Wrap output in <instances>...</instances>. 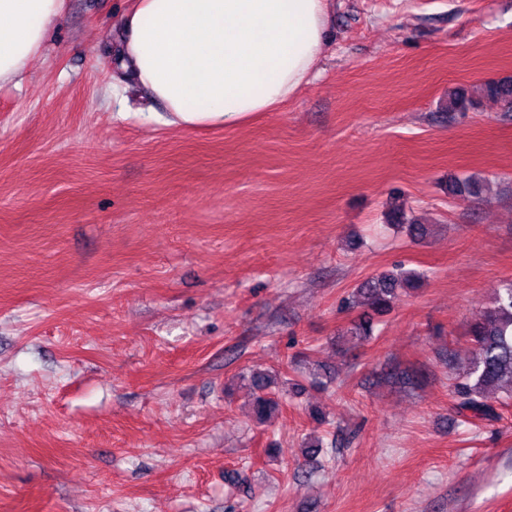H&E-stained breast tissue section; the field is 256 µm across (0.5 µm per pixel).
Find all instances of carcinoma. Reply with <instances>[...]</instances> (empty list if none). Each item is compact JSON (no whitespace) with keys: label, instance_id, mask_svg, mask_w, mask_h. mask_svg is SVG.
Wrapping results in <instances>:
<instances>
[{"label":"carcinoma","instance_id":"carcinoma-1","mask_svg":"<svg viewBox=\"0 0 512 512\" xmlns=\"http://www.w3.org/2000/svg\"><path fill=\"white\" fill-rule=\"evenodd\" d=\"M483 93L500 103L504 111L512 112V78H501L484 84ZM472 100L461 89L448 91L446 111L463 112ZM483 182L473 177L448 182V192L479 196ZM390 217L397 224H407L411 235L424 234V226L405 222L401 205H394ZM423 274L414 270L399 269L384 273L376 279L352 291L346 299L348 305L365 307L369 313L352 324L346 335L365 339L373 334L371 314L388 311L398 298L400 289H416L421 286ZM468 337L475 354L458 367L452 378L451 394L463 422L491 420L498 416L496 406L512 404V282L496 289L492 305L480 311L469 326ZM252 389L250 403L253 417L267 420L278 411L280 403L272 391V376L253 372L249 378Z\"/></svg>","mask_w":512,"mask_h":512}]
</instances>
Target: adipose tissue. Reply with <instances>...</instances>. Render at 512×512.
Here are the masks:
<instances>
[{"mask_svg": "<svg viewBox=\"0 0 512 512\" xmlns=\"http://www.w3.org/2000/svg\"><path fill=\"white\" fill-rule=\"evenodd\" d=\"M65 0H0V86L42 54ZM120 63L168 126L235 127L278 111L327 44L326 0H134Z\"/></svg>", "mask_w": 512, "mask_h": 512, "instance_id": "1", "label": "adipose tissue"}]
</instances>
